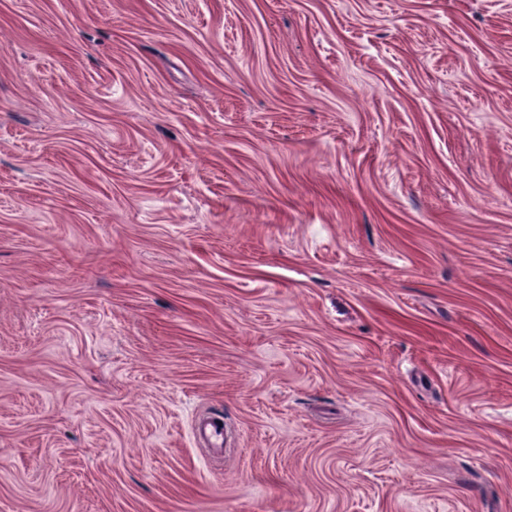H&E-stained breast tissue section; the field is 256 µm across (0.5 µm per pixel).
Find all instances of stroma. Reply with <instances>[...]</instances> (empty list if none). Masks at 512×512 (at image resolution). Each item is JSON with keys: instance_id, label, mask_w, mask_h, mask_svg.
Listing matches in <instances>:
<instances>
[{"instance_id": "35a3bbf8", "label": "stroma", "mask_w": 512, "mask_h": 512, "mask_svg": "<svg viewBox=\"0 0 512 512\" xmlns=\"http://www.w3.org/2000/svg\"><path fill=\"white\" fill-rule=\"evenodd\" d=\"M0 512H512V0H0Z\"/></svg>"}]
</instances>
